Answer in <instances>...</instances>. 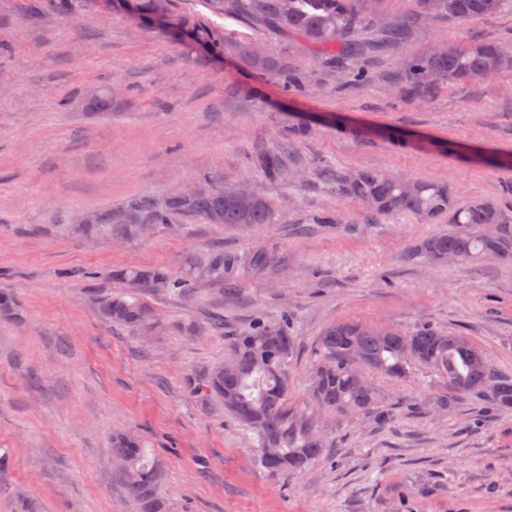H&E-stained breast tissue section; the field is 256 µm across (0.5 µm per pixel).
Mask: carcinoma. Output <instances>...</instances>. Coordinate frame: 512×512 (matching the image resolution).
<instances>
[{
  "mask_svg": "<svg viewBox=\"0 0 512 512\" xmlns=\"http://www.w3.org/2000/svg\"><path fill=\"white\" fill-rule=\"evenodd\" d=\"M131 18L150 29L164 14L160 31L184 34L195 49L209 56H224V32L194 15L175 9L174 0H115ZM378 0H207L211 11L226 18H241L263 27L283 46L302 42L316 53L325 72L356 71L362 59L394 49L412 33V20L383 18ZM417 16L450 14L464 21L491 16L504 0H414ZM234 54L258 74L278 82L285 91L303 80L288 64V51L271 53L255 43L234 46ZM405 85L428 100L449 85L512 72V52L493 41H442L429 52L405 58L400 64ZM306 125L294 127L277 149L256 158L265 175L277 179L294 142L307 137ZM336 191L356 200L369 212L405 215L422 224L448 223V231L435 234L410 249V256L426 263H442L448 255L460 264L493 257L512 262V205L478 199L456 203L452 188L441 182L412 180L388 171L359 169L349 174H327ZM237 184L215 187L204 180L195 194L170 195L161 200L131 201L117 213L91 214V224L110 238L142 232L145 224H171L176 219L204 224H227L244 229L272 223L273 209L262 196L251 193L247 203L233 196ZM286 257L274 243L249 251L236 261L241 276L269 277L279 273ZM112 276L125 282L124 292L100 303L104 317L138 333L150 331L156 311L145 300L149 294L195 296L199 282L219 284L214 294L224 297V258L199 265L187 263L172 274L162 267L120 268ZM15 295L0 289V319L18 315ZM289 333L288 313L271 324L257 318L250 330L229 338V355L205 378L208 391L224 401V410L257 438L259 462L270 472L293 476L307 471L329 447L320 418L350 412L382 418L383 399L369 374L406 379L417 367L439 375L443 388L431 399L432 408L448 412L460 400L480 396L496 410L512 409V375L497 370L484 350L462 333H443L429 326L410 332L383 329L355 321L327 325L318 339L319 358L312 365L306 401L289 398V366L296 352ZM112 452L121 466L128 492L142 512H165L158 494L161 472L147 458L141 439L128 432L112 436Z\"/></svg>",
  "mask_w": 512,
  "mask_h": 512,
  "instance_id": "carcinoma-1",
  "label": "carcinoma"
}]
</instances>
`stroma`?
<instances>
[{"label": "stroma", "instance_id": "1", "mask_svg": "<svg viewBox=\"0 0 512 512\" xmlns=\"http://www.w3.org/2000/svg\"><path fill=\"white\" fill-rule=\"evenodd\" d=\"M177 6L221 27L228 48L281 49L251 23L213 14L205 0ZM442 38L512 47V0L471 22L418 23L404 44L366 61L360 85L323 74L316 54L295 46L291 61L305 85L290 93L230 51L212 59L110 0H0V289L22 305L19 321H0V455L11 458L0 512H15L19 494L36 512H139L112 464L111 437L123 430L162 464L167 512H512V410L471 397L435 415L427 402L441 382L428 369L378 380L390 421L336 414L332 448L288 478L258 463L253 433L202 384L223 363L229 335L286 312L297 338L296 401L307 395L318 338L336 321L461 332L512 373V263L410 258L444 225L370 214L322 179L389 170L448 183L462 204L505 199L512 73L457 83L431 100L402 90L400 59ZM102 87L114 92L104 112L88 103ZM297 123L310 134L294 144L292 173L267 178L256 157ZM388 127L405 134L406 148L385 139ZM205 178L247 179L272 203L274 223L156 224L111 239L74 221ZM321 214L331 223H316ZM263 242L287 253L288 265L273 279L225 285L223 329L190 337L171 328L201 320L212 304L204 290L191 301L155 298L160 324L147 337L99 313V300L120 288L111 269L178 272L186 260L236 258Z\"/></svg>", "mask_w": 512, "mask_h": 512}]
</instances>
